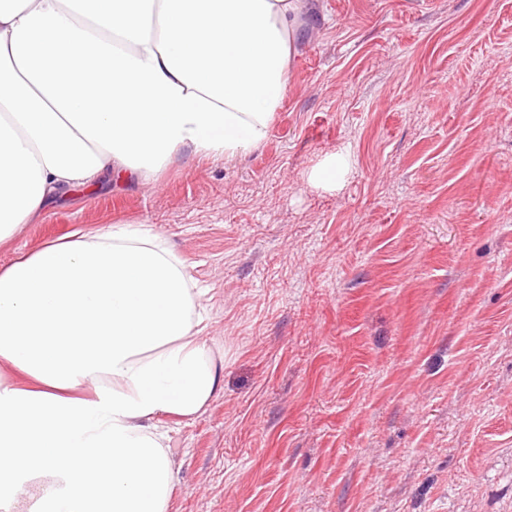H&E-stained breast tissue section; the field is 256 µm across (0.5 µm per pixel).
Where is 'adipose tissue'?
<instances>
[{
    "label": "adipose tissue",
    "instance_id": "1",
    "mask_svg": "<svg viewBox=\"0 0 512 512\" xmlns=\"http://www.w3.org/2000/svg\"><path fill=\"white\" fill-rule=\"evenodd\" d=\"M304 0H0V246L105 174L258 148ZM204 289L145 224L0 268V512H169L163 417L223 378Z\"/></svg>",
    "mask_w": 512,
    "mask_h": 512
}]
</instances>
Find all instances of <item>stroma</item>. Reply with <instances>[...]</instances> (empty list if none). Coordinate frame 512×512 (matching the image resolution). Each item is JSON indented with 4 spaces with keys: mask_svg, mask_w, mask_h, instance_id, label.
Segmentation results:
<instances>
[{
    "mask_svg": "<svg viewBox=\"0 0 512 512\" xmlns=\"http://www.w3.org/2000/svg\"><path fill=\"white\" fill-rule=\"evenodd\" d=\"M310 2L257 149L75 187L0 267L147 224L206 288L169 512H512V0ZM344 174V166L336 155L327 158L326 162L315 170L310 179L316 183L336 184Z\"/></svg>",
    "mask_w": 512,
    "mask_h": 512,
    "instance_id": "35a3bbf8",
    "label": "stroma"
}]
</instances>
